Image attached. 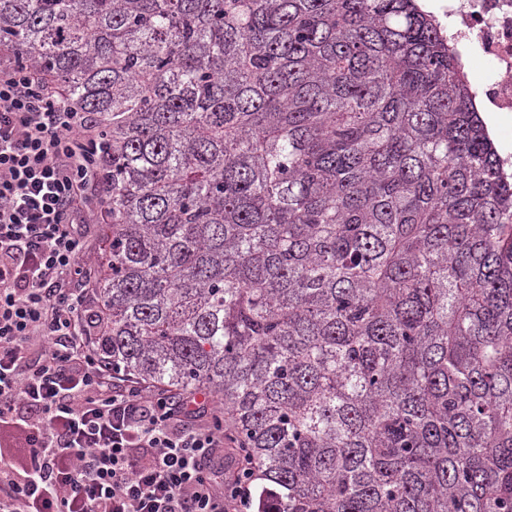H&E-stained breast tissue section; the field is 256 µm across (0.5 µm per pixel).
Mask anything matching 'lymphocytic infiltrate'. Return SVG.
I'll use <instances>...</instances> for the list:
<instances>
[{"label":"lymphocytic infiltrate","mask_w":512,"mask_h":512,"mask_svg":"<svg viewBox=\"0 0 512 512\" xmlns=\"http://www.w3.org/2000/svg\"><path fill=\"white\" fill-rule=\"evenodd\" d=\"M88 115L18 65L0 68V512H256L224 474L203 395L174 396L92 346L81 201L99 184Z\"/></svg>","instance_id":"obj_1"}]
</instances>
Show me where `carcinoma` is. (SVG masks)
<instances>
[{"label":"carcinoma","mask_w":512,"mask_h":512,"mask_svg":"<svg viewBox=\"0 0 512 512\" xmlns=\"http://www.w3.org/2000/svg\"><path fill=\"white\" fill-rule=\"evenodd\" d=\"M93 116L95 347L259 512H512V174L417 0H0Z\"/></svg>","instance_id":"cac0c4a2"}]
</instances>
